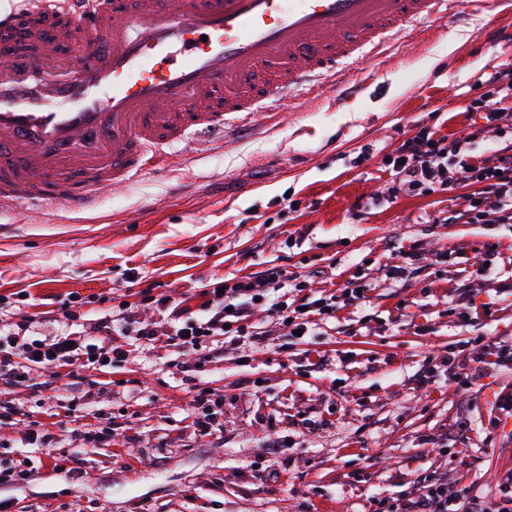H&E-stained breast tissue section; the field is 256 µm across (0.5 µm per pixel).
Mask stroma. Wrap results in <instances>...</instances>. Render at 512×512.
<instances>
[{
    "label": "stroma",
    "instance_id": "obj_1",
    "mask_svg": "<svg viewBox=\"0 0 512 512\" xmlns=\"http://www.w3.org/2000/svg\"><path fill=\"white\" fill-rule=\"evenodd\" d=\"M494 27L512 20L474 17L430 30L363 66L355 99L328 89L196 154L157 157L92 209L0 214L12 227L0 237V325L28 317L38 339L66 318L79 327L122 302L155 320L142 289L194 307L209 282L271 266L283 270L292 299L344 288L354 276L370 289L364 304L301 339L257 305L251 323L266 332L264 348L246 357L237 337H209L222 357L202 373L184 371L176 348L115 335L128 357L106 373L83 369L95 382L90 400L68 392L63 374L56 390L40 388L38 368L33 385L1 386L0 405L17 410L0 425L1 469L33 455L28 415H78L53 431L73 469L37 466L22 484L0 486L12 512H367L372 498L399 496L432 471L461 477L469 494L497 496L512 471V430L496 423L493 396L512 393V370L466 392L442 377L418 379L430 356L461 351L472 338L512 342V265L489 286L454 254L488 241L512 248V224L455 220L464 187L381 198L387 159L417 125L469 138L481 160L505 146L480 133L474 110L488 74L512 65V39L491 37ZM416 244L426 267L389 279L396 254ZM492 286L502 293L491 318L449 311V296L466 291L478 305ZM202 389L224 400L221 427L206 436L192 427ZM89 412L112 425L111 444L76 436ZM440 441L466 449L465 463L431 451ZM355 470L362 482L350 481Z\"/></svg>",
    "mask_w": 512,
    "mask_h": 512
}]
</instances>
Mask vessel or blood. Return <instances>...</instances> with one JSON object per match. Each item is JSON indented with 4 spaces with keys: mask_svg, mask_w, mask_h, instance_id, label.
Wrapping results in <instances>:
<instances>
[{
    "mask_svg": "<svg viewBox=\"0 0 512 512\" xmlns=\"http://www.w3.org/2000/svg\"><path fill=\"white\" fill-rule=\"evenodd\" d=\"M512 0H21L0 11V213L86 209L158 152Z\"/></svg>",
    "mask_w": 512,
    "mask_h": 512,
    "instance_id": "b4317fda",
    "label": "vessel or blood"
}]
</instances>
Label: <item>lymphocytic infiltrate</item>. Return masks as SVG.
<instances>
[{
    "instance_id": "f902f5d3",
    "label": "lymphocytic infiltrate",
    "mask_w": 512,
    "mask_h": 512,
    "mask_svg": "<svg viewBox=\"0 0 512 512\" xmlns=\"http://www.w3.org/2000/svg\"><path fill=\"white\" fill-rule=\"evenodd\" d=\"M487 91L481 100L483 132L499 134L512 129V112L500 107L497 95L503 87L512 88V68L496 69L485 81ZM391 185L388 198L398 195H431L457 187L468 188L467 207L460 217L469 224L512 223V144L497 149L493 157L481 163L467 161L460 144L435 137L430 127L418 126L396 149L391 160ZM284 274L271 267L257 276L225 279L203 289V303L192 309L170 297L157 298L159 320L134 321L128 303L98 318L92 331L61 330L51 340L28 338L27 322L0 327V383L17 386L25 374V365L68 369L72 388L84 383L80 374L87 359L108 368L125 360L126 352L118 346L98 344V334L121 332L135 336L153 348L175 346L191 354L188 370L206 371L220 357L219 349H206L211 336H237L249 339L252 346L264 342L263 333L249 326L255 305L269 302V312L289 331L310 335L319 322L334 318L349 304L359 305L367 295L359 278H352L341 293H324L318 298H301L298 307L287 301L270 300V290L279 288ZM468 360L480 375L512 368V343L480 336L471 340ZM458 482L447 474L433 472L396 498L372 501L369 512H512V473L506 475L498 497L485 499L460 494Z\"/></svg>"
}]
</instances>
